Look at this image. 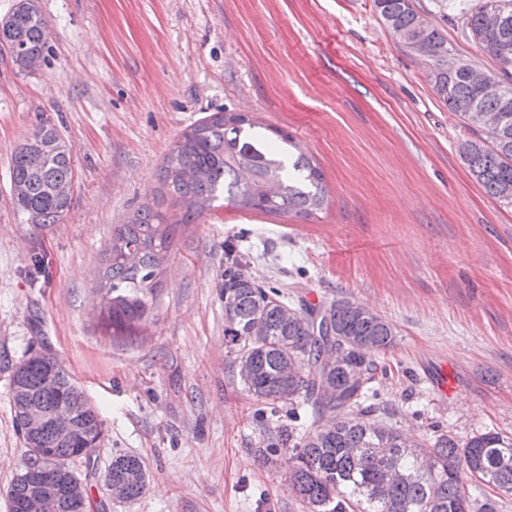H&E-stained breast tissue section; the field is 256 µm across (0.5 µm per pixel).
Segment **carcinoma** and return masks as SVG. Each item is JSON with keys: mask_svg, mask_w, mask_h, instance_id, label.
I'll return each mask as SVG.
<instances>
[{"mask_svg": "<svg viewBox=\"0 0 512 512\" xmlns=\"http://www.w3.org/2000/svg\"><path fill=\"white\" fill-rule=\"evenodd\" d=\"M376 10L405 45L428 43L430 81L448 110L464 120L472 137L459 152L486 192L512 206V0H476L464 27L494 57L502 75L489 92L472 79L463 62L448 70V40L412 6L411 0H374ZM49 29L43 15L14 8L0 29V46L19 70L44 57ZM42 155L40 163L31 154ZM74 176L72 152L56 129L40 126L17 148L11 162L15 209L35 214L37 224H56L72 198L57 187ZM162 188L196 218L224 198L250 212L308 218L324 209L323 174L286 130L265 125L243 112H214L191 125L170 149L160 168ZM175 224L146 205L112 227L105 263L98 275L102 312L115 327L149 317L161 287ZM224 340L233 377L275 412L288 407L309 415L305 427L278 426L259 455L288 451L292 491L309 512H498L491 498L474 499L464 477L512 494V434L485 431L461 439L440 434L408 441L401 430L363 404L371 392L373 357L394 340L390 324L367 307L347 299L328 305H293L276 288H265L247 274L243 260L224 264ZM344 340L355 350L333 356ZM11 405L16 427L29 409L73 414L74 429L61 438L51 427L21 434L28 455L25 468L43 483L65 474L80 476L73 459L91 465L104 435V422L80 386L53 355L31 356L12 367ZM105 481L134 501L145 491L147 471L137 456L112 459Z\"/></svg>", "mask_w": 512, "mask_h": 512, "instance_id": "cac0c4a2", "label": "carcinoma"}]
</instances>
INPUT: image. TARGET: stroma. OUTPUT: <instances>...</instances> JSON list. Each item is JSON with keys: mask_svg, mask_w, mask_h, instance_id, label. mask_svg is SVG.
I'll return each mask as SVG.
<instances>
[{"mask_svg": "<svg viewBox=\"0 0 512 512\" xmlns=\"http://www.w3.org/2000/svg\"><path fill=\"white\" fill-rule=\"evenodd\" d=\"M473 0H413L449 57L487 74L466 34ZM41 70L0 63V353H50L98 407L94 467L73 464L95 512H308L284 456L262 461L287 412L232 377L224 261L235 251L292 303L348 299L394 329L372 383L383 419L408 435L512 433V206L471 175L470 131L436 94L432 64L382 22L374 0H40ZM247 112L293 135L320 167L326 207L304 219L220 204L180 224L147 320L114 327L97 271L113 225L160 203L158 171L183 130ZM72 149V204L29 224L11 159L39 125ZM455 379L438 400L424 377ZM139 456L143 495L112 499L113 457ZM26 453L0 371V512Z\"/></svg>", "mask_w": 512, "mask_h": 512, "instance_id": "stroma-1", "label": "stroma"}]
</instances>
